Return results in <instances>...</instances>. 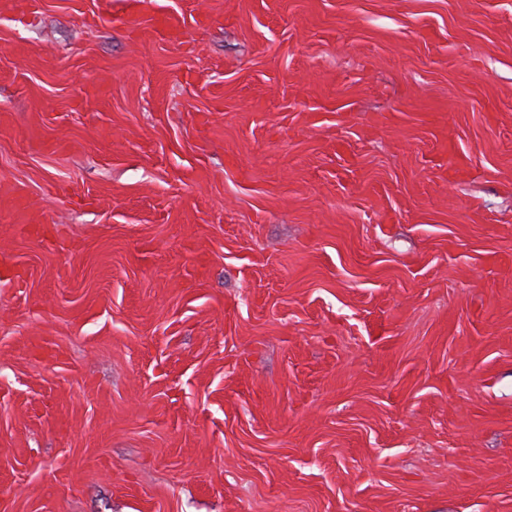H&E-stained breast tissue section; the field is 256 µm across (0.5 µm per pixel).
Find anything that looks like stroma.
<instances>
[{
  "mask_svg": "<svg viewBox=\"0 0 512 512\" xmlns=\"http://www.w3.org/2000/svg\"><path fill=\"white\" fill-rule=\"evenodd\" d=\"M149 2L0 5V512H512V0Z\"/></svg>",
  "mask_w": 512,
  "mask_h": 512,
  "instance_id": "obj_1",
  "label": "stroma"
}]
</instances>
